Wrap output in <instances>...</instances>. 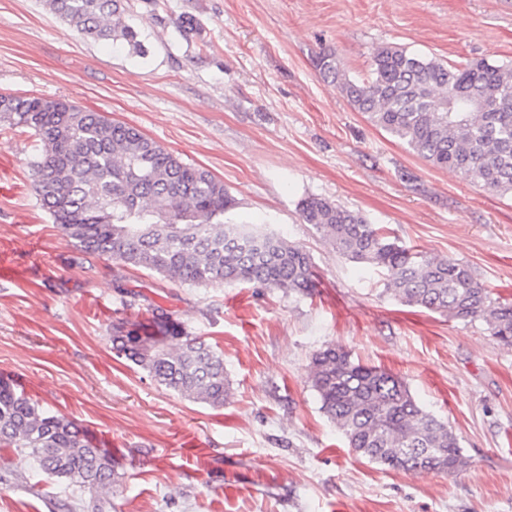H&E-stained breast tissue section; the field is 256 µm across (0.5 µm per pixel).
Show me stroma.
Wrapping results in <instances>:
<instances>
[{"mask_svg": "<svg viewBox=\"0 0 512 512\" xmlns=\"http://www.w3.org/2000/svg\"><path fill=\"white\" fill-rule=\"evenodd\" d=\"M126 22L145 55L84 40L42 0H0V93L74 101L209 170L236 201L225 222L302 247L316 286L204 288L79 264L36 199L33 137L0 126V260L12 266L0 380L118 458L111 512H512V349L482 322L401 303L384 270L341 257L300 213L309 197L341 203L512 299V196L412 153L315 66L332 50L363 81L385 45L512 63V0H128ZM153 305L223 350L224 407L113 353V321L148 324ZM331 344L400 377L459 435L466 469L405 473L349 448L307 379ZM30 471L0 450V512H77L90 498Z\"/></svg>", "mask_w": 512, "mask_h": 512, "instance_id": "35a3bbf8", "label": "stroma"}]
</instances>
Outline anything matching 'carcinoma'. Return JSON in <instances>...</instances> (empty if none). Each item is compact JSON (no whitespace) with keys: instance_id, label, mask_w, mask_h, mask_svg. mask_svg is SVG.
<instances>
[{"instance_id":"1","label":"carcinoma","mask_w":512,"mask_h":512,"mask_svg":"<svg viewBox=\"0 0 512 512\" xmlns=\"http://www.w3.org/2000/svg\"><path fill=\"white\" fill-rule=\"evenodd\" d=\"M43 5L91 41L145 53L125 21L124 0ZM371 61L368 81L347 77L332 52L320 54L317 66L355 110L414 154L490 193L512 195V64L445 65L394 46L375 49ZM0 123L31 130L33 189L80 263L103 258L197 287H316L315 266L302 247L273 231L224 223L233 206L224 183L139 129L67 99L2 93ZM301 214L338 254L385 270V289L400 302L483 322L512 347V302L470 266L401 246L360 213L324 198L303 200ZM110 341L117 357L157 383L213 407L227 403L223 352L190 335L162 308H153L150 324L139 329L113 322ZM307 377L349 447L373 462L448 475L468 466L453 428L426 411L393 373L332 345L312 355ZM0 448L32 458L35 478L88 490L91 512H105L118 465L112 453L76 423L1 382Z\"/></svg>"}]
</instances>
